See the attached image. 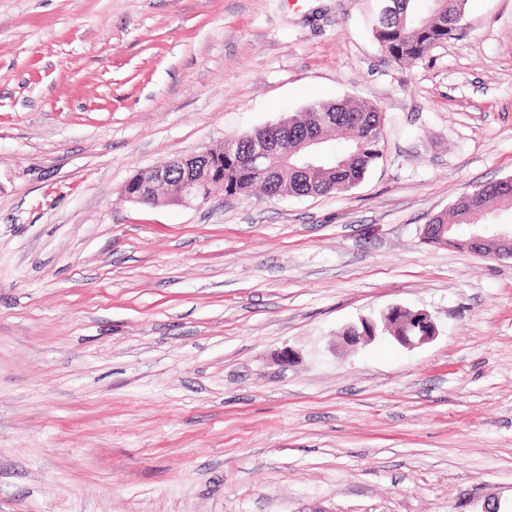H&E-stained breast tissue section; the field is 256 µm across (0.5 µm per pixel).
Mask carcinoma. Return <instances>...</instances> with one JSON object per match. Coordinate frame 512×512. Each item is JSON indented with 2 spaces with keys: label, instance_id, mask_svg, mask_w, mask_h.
I'll use <instances>...</instances> for the list:
<instances>
[{
  "label": "carcinoma",
  "instance_id": "1",
  "mask_svg": "<svg viewBox=\"0 0 512 512\" xmlns=\"http://www.w3.org/2000/svg\"><path fill=\"white\" fill-rule=\"evenodd\" d=\"M416 0H395L393 10L385 11L386 0H378L373 37L385 53L398 62L413 63L423 58L435 44L453 38L459 31L468 0H428L426 9L415 7ZM349 134L344 151L334 157L318 153L308 161L299 144L307 135L322 138L318 148H325L333 132ZM384 142L382 110L359 99L312 102L304 111L287 121L277 141L278 154L288 155L285 166L275 162L256 171L242 163L241 154H224V175H216L203 190L211 194L216 185L224 186L227 196L248 197L255 188L277 198L309 197L343 193L355 188L369 168L382 156ZM512 207V182L484 184L459 198L453 207L458 224L485 223L475 214H488L500 207ZM433 224L428 238L467 250L466 239L448 232V220L442 216L429 219Z\"/></svg>",
  "mask_w": 512,
  "mask_h": 512
}]
</instances>
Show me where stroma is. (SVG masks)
I'll return each mask as SVG.
<instances>
[{
    "label": "stroma",
    "mask_w": 512,
    "mask_h": 512,
    "mask_svg": "<svg viewBox=\"0 0 512 512\" xmlns=\"http://www.w3.org/2000/svg\"><path fill=\"white\" fill-rule=\"evenodd\" d=\"M375 8L0 0V512L512 505V260L422 237L512 176V0L413 64ZM349 95L384 119L350 192L123 194ZM393 305L437 337L341 344Z\"/></svg>",
    "instance_id": "stroma-1"
}]
</instances>
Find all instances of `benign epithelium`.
<instances>
[{
    "label": "benign epithelium",
    "mask_w": 512,
    "mask_h": 512,
    "mask_svg": "<svg viewBox=\"0 0 512 512\" xmlns=\"http://www.w3.org/2000/svg\"><path fill=\"white\" fill-rule=\"evenodd\" d=\"M276 147L274 136L267 134L251 137L247 140L248 160L256 165L272 155ZM178 167L182 176L178 182L177 195L174 203L193 206L201 205L207 201L202 196L201 175L215 174L213 159L207 153H196L186 157H179L160 167H152L140 172L136 181L137 189L124 191L125 196L134 201H140L149 195L158 184L171 179V169ZM497 239L500 249L498 258L512 259V226L496 225ZM468 245L471 252L484 254L487 238L481 227L476 226L470 230ZM438 333L437 326L431 315L426 311H411L399 305H393L381 315L380 320L365 318L357 325L346 328L342 335L343 343L353 348L359 344H366L378 338H388L398 345L413 349L432 341Z\"/></svg>",
    "instance_id": "1"
}]
</instances>
